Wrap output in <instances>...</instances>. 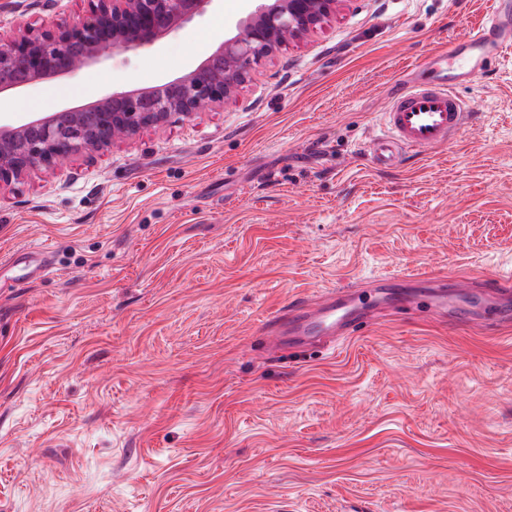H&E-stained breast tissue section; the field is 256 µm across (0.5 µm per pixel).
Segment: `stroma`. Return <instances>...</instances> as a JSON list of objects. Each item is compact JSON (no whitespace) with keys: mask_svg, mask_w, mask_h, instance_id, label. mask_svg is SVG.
<instances>
[{"mask_svg":"<svg viewBox=\"0 0 512 512\" xmlns=\"http://www.w3.org/2000/svg\"><path fill=\"white\" fill-rule=\"evenodd\" d=\"M254 6L213 0L18 90L0 126L174 79ZM487 7L345 0L225 106L0 188V512H512V324L472 325L479 299L255 350L297 296L512 270V56L457 88L477 120L452 144L394 168L363 151L413 64ZM87 8L0 0V28Z\"/></svg>","mask_w":512,"mask_h":512,"instance_id":"1","label":"stroma"}]
</instances>
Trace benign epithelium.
Listing matches in <instances>:
<instances>
[{
    "label": "benign epithelium",
    "mask_w": 512,
    "mask_h": 512,
    "mask_svg": "<svg viewBox=\"0 0 512 512\" xmlns=\"http://www.w3.org/2000/svg\"><path fill=\"white\" fill-rule=\"evenodd\" d=\"M69 24L35 32L25 23L0 29V97L69 74L115 50L145 49L182 28L211 0H87ZM196 68L162 85L114 92L96 102L0 128V186L57 168L119 139L191 118L236 98L252 66L280 46L314 32L344 0H256Z\"/></svg>",
    "instance_id": "7a95c632"
}]
</instances>
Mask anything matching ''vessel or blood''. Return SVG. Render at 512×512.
I'll use <instances>...</instances> for the list:
<instances>
[{"label":"vessel or blood","mask_w":512,"mask_h":512,"mask_svg":"<svg viewBox=\"0 0 512 512\" xmlns=\"http://www.w3.org/2000/svg\"><path fill=\"white\" fill-rule=\"evenodd\" d=\"M511 50L512 19L503 13L499 0H492L482 22L467 36L423 61V68L431 72L428 80L391 94L379 130L367 144L374 163L394 166L405 151L451 143L473 119L456 95V87L471 82L487 64ZM473 287L508 303L512 300V271L490 277L479 286L467 276L396 274L377 280L369 301L356 288H330L316 298L291 302L272 318L261 343L269 353H284L293 347L331 348L337 336L372 324L382 309L394 305L410 311L423 308L436 317H446L449 297L467 295Z\"/></svg>","instance_id":"1"}]
</instances>
